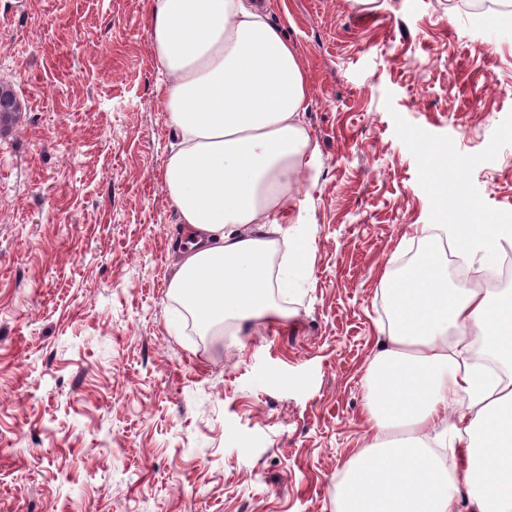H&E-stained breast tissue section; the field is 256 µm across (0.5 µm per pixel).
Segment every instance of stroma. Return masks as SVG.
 <instances>
[{
    "label": "stroma",
    "instance_id": "stroma-1",
    "mask_svg": "<svg viewBox=\"0 0 512 512\" xmlns=\"http://www.w3.org/2000/svg\"><path fill=\"white\" fill-rule=\"evenodd\" d=\"M149 0H0V512H334L371 442L381 278L448 197L512 215V12L272 0L309 83V274L203 333L167 294L181 226Z\"/></svg>",
    "mask_w": 512,
    "mask_h": 512
}]
</instances>
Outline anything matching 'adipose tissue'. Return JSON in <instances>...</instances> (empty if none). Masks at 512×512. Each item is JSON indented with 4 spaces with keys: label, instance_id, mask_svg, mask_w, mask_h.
Returning a JSON list of instances; mask_svg holds the SVG:
<instances>
[{
    "label": "adipose tissue",
    "instance_id": "ef3b65f1",
    "mask_svg": "<svg viewBox=\"0 0 512 512\" xmlns=\"http://www.w3.org/2000/svg\"><path fill=\"white\" fill-rule=\"evenodd\" d=\"M149 32L178 141L162 172L177 219L168 295L201 331L229 319L286 317L276 293L309 270L306 241L283 230L294 180L313 168L304 114L309 84L266 0H150ZM418 271L382 278L392 316L366 371L375 441L353 451L336 512H512V382L470 361L483 341L512 365V290L448 284L443 242L484 261L512 247V225L426 224ZM284 253L287 270L274 272ZM466 460L448 472L437 454Z\"/></svg>",
    "mask_w": 512,
    "mask_h": 512
}]
</instances>
